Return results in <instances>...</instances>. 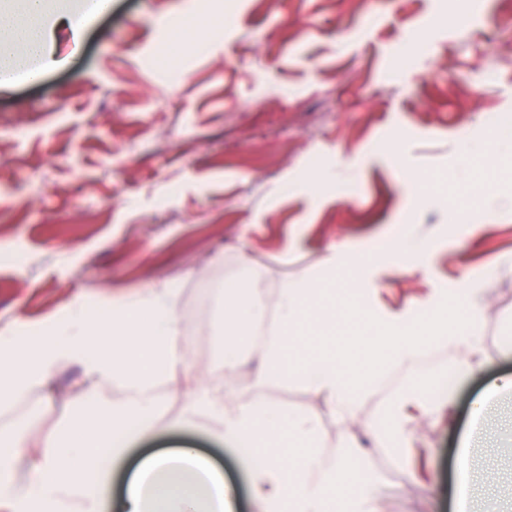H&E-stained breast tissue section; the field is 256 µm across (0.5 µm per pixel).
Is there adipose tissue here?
Segmentation results:
<instances>
[{"mask_svg": "<svg viewBox=\"0 0 512 512\" xmlns=\"http://www.w3.org/2000/svg\"><path fill=\"white\" fill-rule=\"evenodd\" d=\"M86 0H0V40L36 63L39 71L56 66L55 32L65 29L80 37L83 20L91 18ZM307 284L295 282L281 292L283 322L259 344L257 385L288 379L294 373L288 351V320L303 312ZM171 289H143L136 303L121 302L119 319L89 324L80 310L71 311L57 330L32 342L19 340L12 329L0 331V410L12 408L28 392L47 387L62 366L76 363L83 369L85 390L81 404H99L103 390L120 387L127 399L107 406L96 434L82 423H69L70 436L40 440L37 456L25 453L23 439H12L0 448V512H102L105 492L112 483V464L122 458L128 442L110 441L112 431L153 414L159 399L155 393V366L165 363L178 372L183 356L175 346L182 323L175 312ZM261 315L250 289L224 293L226 341L247 343L254 322ZM448 338L455 351L449 381L471 375L485 360L484 340L475 316L461 320L436 316L427 332L416 330L404 318L389 326L370 348L369 365L337 359L322 353L308 361L304 378L331 404L340 420L356 417L362 401L375 390L380 367H397L419 356L432 336ZM437 408L425 395L405 394L395 405L391 438L395 445L412 442L420 415ZM265 401L246 406H227L209 388L197 385L184 396L183 419L205 420L220 441H251L254 452L248 471L252 493L264 512H328L339 498L350 473L349 456L326 453L318 445V429L307 417L291 422L289 436L296 460L284 459L271 450V429L265 428ZM472 439L458 450L459 487L456 512H473L480 492L473 477ZM96 463V476L86 479L82 465ZM118 512H237L224 479L196 449L182 448L170 454L144 459L128 481L117 504Z\"/></svg>", "mask_w": 512, "mask_h": 512, "instance_id": "ef3b65f1", "label": "adipose tissue"}]
</instances>
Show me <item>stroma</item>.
<instances>
[{
    "instance_id": "stroma-1",
    "label": "stroma",
    "mask_w": 512,
    "mask_h": 512,
    "mask_svg": "<svg viewBox=\"0 0 512 512\" xmlns=\"http://www.w3.org/2000/svg\"><path fill=\"white\" fill-rule=\"evenodd\" d=\"M224 23L174 49L175 20ZM62 64L0 89V328L39 337L73 307L88 320L144 288L199 301L206 349L181 345L173 387L218 381L226 404L265 399L274 420L315 421L319 445L353 454L337 512H452L459 442L474 435L477 512H512L488 464L512 471V410L473 422L491 381L512 376V5L506 0H112L79 46L58 34ZM223 279L279 308L290 281L338 289L344 309L312 345L343 347L363 327L402 316L424 327L440 310L468 315L487 360L455 386L451 413L424 417L405 459L383 469L361 419L341 423L325 398L293 381L255 386L256 361L224 368ZM81 369L58 371L0 420V436L88 431ZM150 449L193 443L247 503L249 443H215L201 423L176 428L171 389Z\"/></svg>"
}]
</instances>
